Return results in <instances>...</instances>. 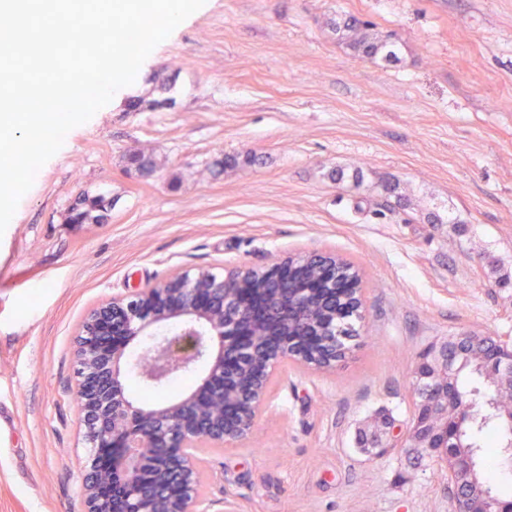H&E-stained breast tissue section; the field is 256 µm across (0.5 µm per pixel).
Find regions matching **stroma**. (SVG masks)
Here are the masks:
<instances>
[{
    "mask_svg": "<svg viewBox=\"0 0 512 512\" xmlns=\"http://www.w3.org/2000/svg\"><path fill=\"white\" fill-rule=\"evenodd\" d=\"M349 14L396 61L355 57L334 27ZM85 192L111 197L108 219L67 223ZM321 251L361 269L355 345L329 371L284 363L253 435L205 454L206 491L235 512H451L433 458L371 459L355 435L407 422L419 353L512 341V0H206L72 129L0 235V512H84L89 308Z\"/></svg>",
    "mask_w": 512,
    "mask_h": 512,
    "instance_id": "1",
    "label": "stroma"
}]
</instances>
